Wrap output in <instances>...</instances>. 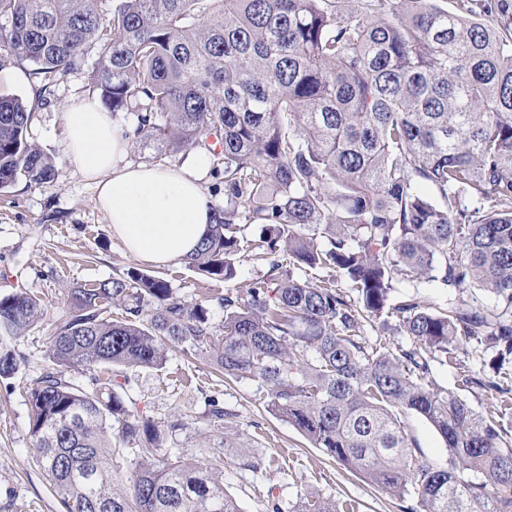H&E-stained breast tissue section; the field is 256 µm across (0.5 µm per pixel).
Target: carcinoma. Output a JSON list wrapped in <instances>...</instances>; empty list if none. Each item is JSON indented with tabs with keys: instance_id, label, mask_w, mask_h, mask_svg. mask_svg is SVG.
Returning a JSON list of instances; mask_svg holds the SVG:
<instances>
[{
	"instance_id": "1",
	"label": "carcinoma",
	"mask_w": 512,
	"mask_h": 512,
	"mask_svg": "<svg viewBox=\"0 0 512 512\" xmlns=\"http://www.w3.org/2000/svg\"><path fill=\"white\" fill-rule=\"evenodd\" d=\"M91 55L102 102L132 115L128 135L155 158L200 145L214 158L224 208L185 264L229 282L246 249L272 272L284 251L292 269L226 289L220 329L207 305L135 269L66 290L52 367L26 390L64 512H240L220 467L233 443L193 462L162 454L163 432L116 391L122 369H159L173 346L256 382L314 447L424 512H512L508 400L483 416L432 371L459 365L463 345L495 350L499 371L512 363V0H0V60L32 66L36 101ZM33 113L0 94V191L54 179L29 140ZM316 268L329 275H294ZM397 282L455 297L394 302ZM476 291L495 304L458 300ZM46 314L36 295L0 296V379L24 362L11 340ZM371 321L396 322L411 345L367 342ZM91 369L87 386L74 377ZM475 386L512 391L458 377ZM404 412L434 427L448 462L422 455ZM231 416L213 403L203 419L227 433ZM120 452L133 462L116 493ZM296 512L354 506L312 496Z\"/></svg>"
}]
</instances>
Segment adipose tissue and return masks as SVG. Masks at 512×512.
<instances>
[{
  "mask_svg": "<svg viewBox=\"0 0 512 512\" xmlns=\"http://www.w3.org/2000/svg\"><path fill=\"white\" fill-rule=\"evenodd\" d=\"M65 145L96 187V205L112 234L137 259L166 265L194 253L214 205L202 185L206 153L183 164H134L128 142L98 100H75L63 114Z\"/></svg>",
  "mask_w": 512,
  "mask_h": 512,
  "instance_id": "adipose-tissue-1",
  "label": "adipose tissue"
}]
</instances>
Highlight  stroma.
<instances>
[{"mask_svg": "<svg viewBox=\"0 0 512 512\" xmlns=\"http://www.w3.org/2000/svg\"><path fill=\"white\" fill-rule=\"evenodd\" d=\"M89 66L65 76L46 104H35L30 139L52 157L55 179L47 185L18 181L0 195V296L22 289L38 295L48 314L27 334L12 340L24 369L0 380V512H63L36 463L30 409L24 388L48 367L46 338L64 311L63 294L77 284H95L128 269L163 277L188 304L208 302L214 324H222L218 299L224 282L184 263L158 267L131 256L112 237L95 202L96 190L64 148L62 114L74 100L98 97ZM130 410L159 427L173 419L193 421L194 429L166 437L164 445L186 454L232 437L245 448L224 454V489L241 512H292L300 498L319 494L357 503V512H408L414 501L398 498L349 472L311 443L268 405L257 384L227 380L205 360L168 350L159 369L125 371ZM231 412V431L202 422L209 402Z\"/></svg>", "mask_w": 512, "mask_h": 512, "instance_id": "1", "label": "stroma"}]
</instances>
